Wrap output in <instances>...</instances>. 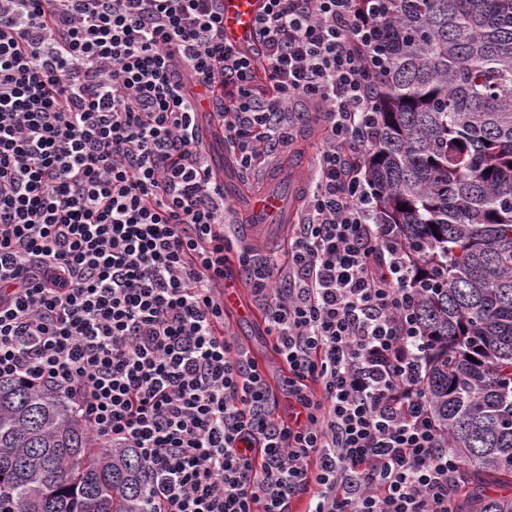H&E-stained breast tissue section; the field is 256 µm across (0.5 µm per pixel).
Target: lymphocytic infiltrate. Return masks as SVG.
Wrapping results in <instances>:
<instances>
[{"instance_id":"lymphocytic-infiltrate-1","label":"lymphocytic infiltrate","mask_w":512,"mask_h":512,"mask_svg":"<svg viewBox=\"0 0 512 512\" xmlns=\"http://www.w3.org/2000/svg\"><path fill=\"white\" fill-rule=\"evenodd\" d=\"M264 2L249 53L223 0H0V376L136 449L145 512H455L411 263L363 165L387 0ZM207 99L248 175L322 133L285 260L228 231ZM237 266L288 367L285 420L224 331Z\"/></svg>"}]
</instances>
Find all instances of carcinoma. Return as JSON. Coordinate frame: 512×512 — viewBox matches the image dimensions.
<instances>
[{
  "label": "carcinoma",
  "instance_id": "carcinoma-1",
  "mask_svg": "<svg viewBox=\"0 0 512 512\" xmlns=\"http://www.w3.org/2000/svg\"><path fill=\"white\" fill-rule=\"evenodd\" d=\"M380 49L365 168L418 269L425 391L460 491L512 485V0H388ZM145 488L135 449L92 448L53 390L0 379V512H141Z\"/></svg>",
  "mask_w": 512,
  "mask_h": 512
}]
</instances>
